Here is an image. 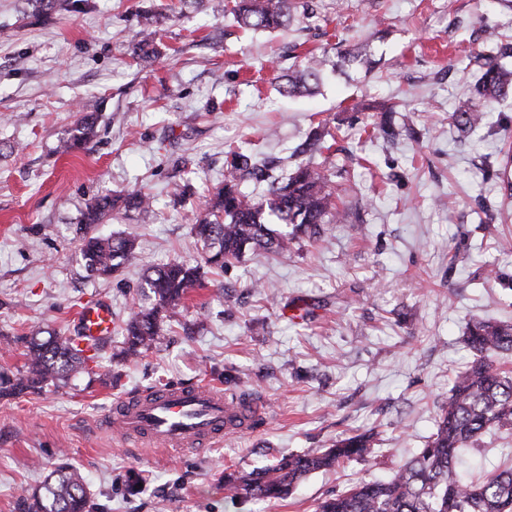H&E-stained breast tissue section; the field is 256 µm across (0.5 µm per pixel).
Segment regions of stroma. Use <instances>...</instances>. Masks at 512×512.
Listing matches in <instances>:
<instances>
[{
  "label": "stroma",
  "instance_id": "1",
  "mask_svg": "<svg viewBox=\"0 0 512 512\" xmlns=\"http://www.w3.org/2000/svg\"><path fill=\"white\" fill-rule=\"evenodd\" d=\"M174 0H86L46 25L27 0H0V331L34 327L75 333L84 304L128 318L143 272L198 261L191 224L224 181L227 152L242 142L294 171V149L318 121L336 140L329 160L359 157L348 224L320 240H296L288 255L246 253L165 323V340L118 365L119 336L102 346L104 377L79 374L38 395L0 400V512H19L24 490L59 459L86 480L98 512H315L325 497L360 480L390 477L424 448L453 377L471 359L470 319L512 323V197L496 179L512 150V93L492 106L491 126L460 136L451 114L474 78L461 59L485 50L481 28L512 36L501 0H314L311 26L247 32L232 17L185 11L170 17L162 55L139 65L128 54L133 15ZM369 43L367 74L329 76L320 93L288 97L275 77L297 52L338 39ZM99 106L87 148L54 154L85 101ZM371 109L396 106L416 137L368 139ZM22 153H11L14 145ZM187 184L180 200L172 183ZM134 189L151 212L113 214L100 233L136 238L137 265L87 275L73 228L95 197ZM452 197L454 211L440 204ZM496 214L484 223L479 201ZM496 265L498 280L485 278ZM165 383L210 384L257 402L243 434L204 453L130 446L103 418L120 395ZM375 430L371 453L311 474L283 501L234 500L224 470H252L336 437ZM480 476L512 460V431L491 428L467 451Z\"/></svg>",
  "mask_w": 512,
  "mask_h": 512
}]
</instances>
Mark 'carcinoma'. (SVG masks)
Here are the masks:
<instances>
[{
  "label": "carcinoma",
  "mask_w": 512,
  "mask_h": 512,
  "mask_svg": "<svg viewBox=\"0 0 512 512\" xmlns=\"http://www.w3.org/2000/svg\"><path fill=\"white\" fill-rule=\"evenodd\" d=\"M75 2L34 0V14L48 22L55 13L75 9ZM212 8L232 15L241 28L270 33L287 28L296 17H317L308 0H217ZM165 20L161 13H138L139 40L132 47L134 58L149 62L161 55L157 35ZM332 50L337 52L336 61L331 60L327 49L307 52L282 74L279 92L288 96L313 93L329 72H369L375 65L365 50L339 46ZM509 56V43L495 45L493 54L468 56V66L475 71L471 104L451 115L461 132L470 134L487 125L488 106L512 90V64L502 62ZM98 120L94 105L83 112L70 137L60 141L56 151L69 153L91 143L97 137ZM369 126V137L386 142H394L411 130L386 114ZM329 138L334 134L327 123H318L301 148L308 159L284 180L274 175L278 163L252 148L227 153L224 184L192 225V232L203 244L204 265L222 270L247 251L282 254L301 237L319 239L325 224L349 222L348 208L337 205L335 199L347 192L343 183L350 181V171L315 161V156L331 149ZM248 182L266 184L265 193L258 198L248 195L243 189ZM151 206V197L141 191L104 195L88 203L74 226L85 269L109 276L126 264L136 263L133 237L102 235L92 228L113 212L140 214ZM273 224H285L289 230L278 232L271 228ZM144 285L149 289L148 302L135 304L121 327L120 354L127 362L161 343L164 319L202 287L201 266L175 262L151 267L145 271ZM20 340L25 347V363L16 372L0 370L1 398L39 394L51 382L66 384L77 373L92 372L89 363L98 359V351L88 354L90 348L81 347L77 336L46 335L34 328ZM464 343L472 361L454 379L448 403L426 446L390 478L359 482L321 501L316 512H512V464L498 467L481 479H468L461 454L492 426L512 430V371L493 365L494 356L512 352V324L475 319L468 324ZM372 439L371 433H356L336 439L329 448L284 455L258 470L226 472L224 492L233 499H286L308 475L365 457ZM22 504V512H94L84 478L66 462L59 463L42 486L23 496Z\"/></svg>",
  "instance_id": "carcinoma-1"
}]
</instances>
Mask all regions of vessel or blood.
Returning <instances> with one entry per match:
<instances>
[{"label": "vessel or blood", "instance_id": "vessel-or-blood-1", "mask_svg": "<svg viewBox=\"0 0 512 512\" xmlns=\"http://www.w3.org/2000/svg\"><path fill=\"white\" fill-rule=\"evenodd\" d=\"M76 326L86 345L108 339L110 303L84 307ZM256 412L253 402L230 400L222 387L175 385L118 398L106 420L134 446L190 452L222 444L227 435L248 428Z\"/></svg>", "mask_w": 512, "mask_h": 512}]
</instances>
